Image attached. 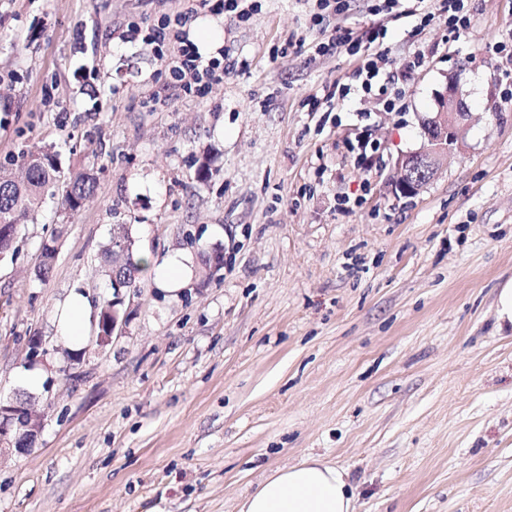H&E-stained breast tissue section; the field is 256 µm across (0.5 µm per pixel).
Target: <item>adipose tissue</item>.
I'll use <instances>...</instances> for the list:
<instances>
[{"label":"adipose tissue","mask_w":512,"mask_h":512,"mask_svg":"<svg viewBox=\"0 0 512 512\" xmlns=\"http://www.w3.org/2000/svg\"><path fill=\"white\" fill-rule=\"evenodd\" d=\"M90 304L80 293L61 307L59 336L71 346L82 345L88 334ZM356 500L345 470L310 457L274 471L249 493L240 512H355Z\"/></svg>","instance_id":"1"}]
</instances>
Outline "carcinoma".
Wrapping results in <instances>:
<instances>
[{"label": "carcinoma", "mask_w": 512, "mask_h": 512, "mask_svg": "<svg viewBox=\"0 0 512 512\" xmlns=\"http://www.w3.org/2000/svg\"><path fill=\"white\" fill-rule=\"evenodd\" d=\"M20 169L25 180L16 183L11 179L0 180V247L9 250L12 246L18 226L37 209L45 192L55 187L57 182L56 155L47 149L37 155L28 152L21 154ZM95 177L79 171L70 177L69 185L62 195V209L72 214L79 211L94 195ZM56 238L44 244L38 275L45 278L53 269L56 257ZM105 275L116 277L128 284H135L141 271L140 261L128 253L120 260H112V248L105 250Z\"/></svg>", "instance_id": "cac0c4a2"}]
</instances>
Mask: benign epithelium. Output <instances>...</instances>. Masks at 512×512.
Listing matches in <instances>:
<instances>
[{
    "mask_svg": "<svg viewBox=\"0 0 512 512\" xmlns=\"http://www.w3.org/2000/svg\"><path fill=\"white\" fill-rule=\"evenodd\" d=\"M436 109L425 117L423 124L424 141L412 152L396 160V189L410 197L417 195L448 161V154L462 146L472 120L454 79L446 82L444 89L436 94ZM124 285L112 279V321L106 330L97 336L99 345L104 346L121 325L117 306L122 304ZM43 427V415L28 404L16 399L0 401V452L8 448L23 451L31 447Z\"/></svg>",
    "mask_w": 512,
    "mask_h": 512,
    "instance_id": "obj_1",
    "label": "benign epithelium"
}]
</instances>
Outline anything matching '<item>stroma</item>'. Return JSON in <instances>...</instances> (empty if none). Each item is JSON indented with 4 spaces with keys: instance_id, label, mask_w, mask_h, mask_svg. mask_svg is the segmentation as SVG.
I'll return each instance as SVG.
<instances>
[{
    "instance_id": "obj_1",
    "label": "stroma",
    "mask_w": 512,
    "mask_h": 512,
    "mask_svg": "<svg viewBox=\"0 0 512 512\" xmlns=\"http://www.w3.org/2000/svg\"><path fill=\"white\" fill-rule=\"evenodd\" d=\"M376 2L347 0L341 23L303 0L221 15L232 66L193 97L121 38L182 0H0V176L50 147L62 178L0 257V399L44 416L28 451L0 455V512H239L310 455L346 470L356 512H512V335L495 320L512 280V59L494 50L512 0H468L456 34ZM379 24L391 69L423 57L394 111L360 92L322 102L361 60L313 47ZM452 77L466 141L399 197L394 163ZM81 170L96 189L70 215L63 182ZM122 232L142 265L123 333L70 351L58 311L74 292L100 311ZM179 251L194 274L172 294L152 265ZM33 369L41 387L21 388Z\"/></svg>"
}]
</instances>
